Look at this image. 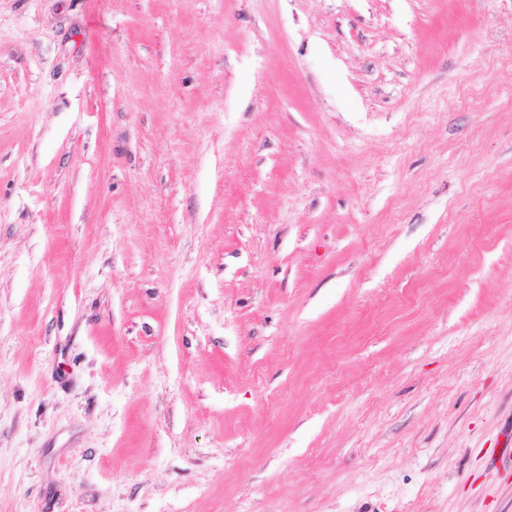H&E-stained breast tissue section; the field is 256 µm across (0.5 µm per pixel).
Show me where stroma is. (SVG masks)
<instances>
[{
  "instance_id": "obj_1",
  "label": "stroma",
  "mask_w": 512,
  "mask_h": 512,
  "mask_svg": "<svg viewBox=\"0 0 512 512\" xmlns=\"http://www.w3.org/2000/svg\"><path fill=\"white\" fill-rule=\"evenodd\" d=\"M0 512H512V0H0Z\"/></svg>"
}]
</instances>
